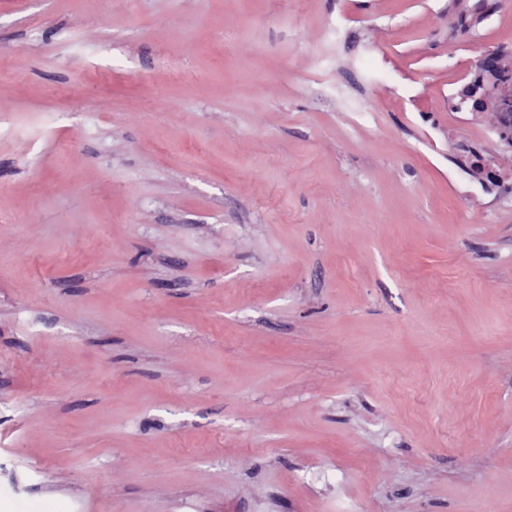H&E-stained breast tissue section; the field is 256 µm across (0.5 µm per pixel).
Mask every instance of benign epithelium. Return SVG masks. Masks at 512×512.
<instances>
[{"label": "benign epithelium", "mask_w": 512, "mask_h": 512, "mask_svg": "<svg viewBox=\"0 0 512 512\" xmlns=\"http://www.w3.org/2000/svg\"><path fill=\"white\" fill-rule=\"evenodd\" d=\"M478 67L479 79L462 89V100L470 101L473 113L496 114L499 121L494 129L501 143L512 149V68L504 65L497 51L483 53Z\"/></svg>", "instance_id": "1"}]
</instances>
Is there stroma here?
<instances>
[{
  "label": "stroma",
  "instance_id": "obj_1",
  "mask_svg": "<svg viewBox=\"0 0 512 512\" xmlns=\"http://www.w3.org/2000/svg\"><path fill=\"white\" fill-rule=\"evenodd\" d=\"M486 48L512 0H0V512H512Z\"/></svg>",
  "mask_w": 512,
  "mask_h": 512
}]
</instances>
